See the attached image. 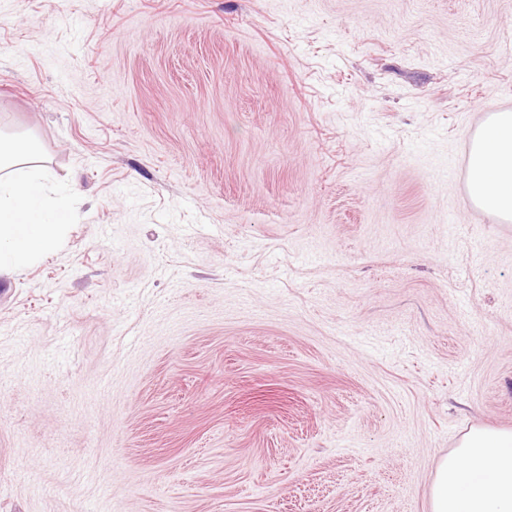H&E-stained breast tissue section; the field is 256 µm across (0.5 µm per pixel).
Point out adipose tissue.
Wrapping results in <instances>:
<instances>
[{"instance_id": "1", "label": "adipose tissue", "mask_w": 512, "mask_h": 512, "mask_svg": "<svg viewBox=\"0 0 512 512\" xmlns=\"http://www.w3.org/2000/svg\"><path fill=\"white\" fill-rule=\"evenodd\" d=\"M466 187L478 208L512 221V111L490 112L478 125ZM68 222V196L50 184L38 142L0 137V273L54 250ZM431 510L512 512V431L464 435L436 465Z\"/></svg>"}]
</instances>
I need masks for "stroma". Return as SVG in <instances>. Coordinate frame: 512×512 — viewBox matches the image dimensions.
I'll return each mask as SVG.
<instances>
[{
	"label": "stroma",
	"mask_w": 512,
	"mask_h": 512,
	"mask_svg": "<svg viewBox=\"0 0 512 512\" xmlns=\"http://www.w3.org/2000/svg\"><path fill=\"white\" fill-rule=\"evenodd\" d=\"M502 109L512 0H0L74 213L0 276V512H430L512 430ZM467 193L480 209L512 221V111L484 116L471 141Z\"/></svg>",
	"instance_id": "35a3bbf8"
}]
</instances>
